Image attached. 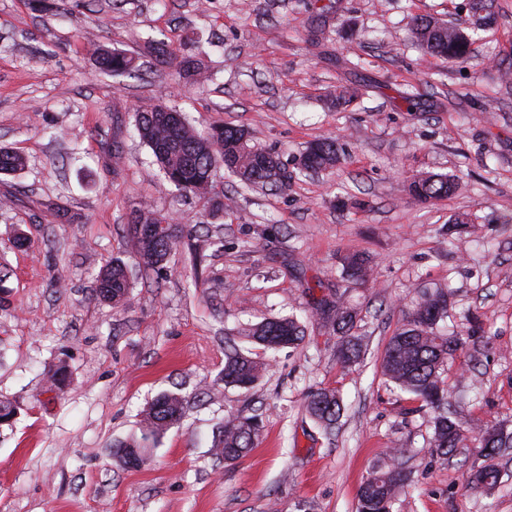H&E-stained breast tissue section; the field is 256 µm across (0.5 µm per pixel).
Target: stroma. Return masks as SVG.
<instances>
[{
	"mask_svg": "<svg viewBox=\"0 0 512 512\" xmlns=\"http://www.w3.org/2000/svg\"><path fill=\"white\" fill-rule=\"evenodd\" d=\"M475 29L470 0H0V146L28 158L0 175V512H357L358 490L391 449L410 482L398 512H512V454L491 490L481 430L512 431V0H491ZM428 15L473 33L460 64L422 52ZM164 42L167 55L150 44ZM132 56V74L97 71V46ZM201 63L200 79L184 61ZM416 95L406 109L400 95ZM161 100L198 130L242 126L279 156L285 188H240L213 201L178 192L134 132ZM335 140L336 167L298 175L310 143ZM453 173L461 190L421 204L408 179ZM149 206L181 231L161 272L138 265L131 214ZM468 213L460 232L450 217ZM28 238L13 244L16 232ZM369 255L371 276L341 256ZM129 268L128 304L95 295L99 269ZM451 287V330L471 332L443 377L464 429L457 453L429 448L432 423L381 371L386 345L422 291ZM359 308L363 355L342 368L318 300ZM296 316L299 348L240 339V325ZM264 363L249 389L220 379L225 348ZM66 366L62 392L48 375ZM181 386L180 425L149 463L120 468L117 444L159 393ZM338 389L334 438L309 418L310 392ZM258 411L244 458L212 453L228 416Z\"/></svg>",
	"mask_w": 512,
	"mask_h": 512,
	"instance_id": "1",
	"label": "stroma"
}]
</instances>
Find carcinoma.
I'll list each match as a JSON object with an SVG mask.
<instances>
[{
  "instance_id": "carcinoma-1",
  "label": "carcinoma",
  "mask_w": 512,
  "mask_h": 512,
  "mask_svg": "<svg viewBox=\"0 0 512 512\" xmlns=\"http://www.w3.org/2000/svg\"><path fill=\"white\" fill-rule=\"evenodd\" d=\"M417 46L424 52L464 61L469 57L470 38L453 26L431 25V19L419 18L414 28ZM100 71L125 74L133 71L132 58L118 50L102 46L96 49ZM162 103H149L136 112L135 129L140 140L150 149L153 162L178 191L206 197L214 193L221 171L230 172L243 187L270 185L281 187L288 181L277 155L250 145L249 133L242 126H213L198 132L178 113L170 123L161 117ZM339 162L336 143L324 138L310 144L301 159V170L330 169ZM27 167L25 156L8 147H0V175H15ZM462 183L451 174H417L410 179V195L423 203L456 194ZM138 265L145 271L160 272L179 242L178 229L170 217L153 209L140 208L131 219ZM345 274L365 281L369 275V259L362 254L343 258ZM96 292L114 307L124 306L130 297L131 280L124 263L119 260L101 269L95 277ZM449 292L437 289L425 292L417 304L408 326L393 336L386 348L382 371L386 380L421 401L433 414L434 431L431 453L446 457L464 441V434L448 410V387L441 370L448 358L464 348L468 338L453 331L445 333L440 323L448 320ZM316 313L337 335L336 356L347 367L357 362L363 352L362 338L354 332L357 313L342 296L336 300L322 299ZM305 325L295 317L266 318L246 324L239 336L268 350L295 348L305 338ZM263 367L253 358L233 349L226 353L221 380L249 389L259 380ZM186 399L179 392L164 391L147 404L142 412L140 435L116 445L114 458L124 468H140L146 459L140 449L149 448L185 415ZM306 411L310 418L329 435L343 413V399L333 390L320 388L307 397ZM261 431L257 414L232 415L224 420L215 444V452L224 461L233 463L245 457L254 447ZM512 447V432L498 428L481 434V448L487 459L496 458L502 449ZM406 448L392 450L390 463L377 467L362 484L358 494V512H392L393 505L409 482L399 459ZM500 483L495 465L475 471L472 484L492 489Z\"/></svg>"
}]
</instances>
